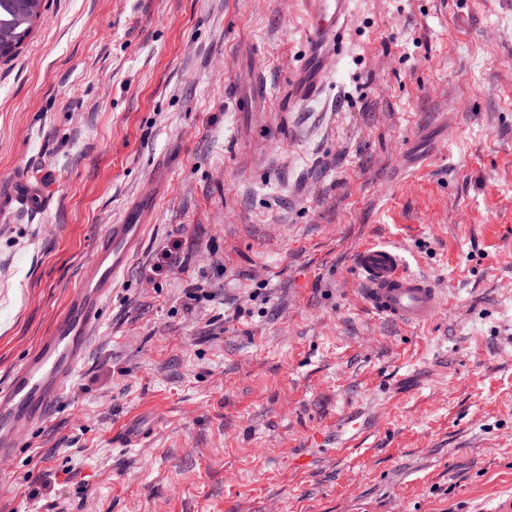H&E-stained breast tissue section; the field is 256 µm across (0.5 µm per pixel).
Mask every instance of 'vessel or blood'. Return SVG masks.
<instances>
[{"label":"vessel or blood","mask_w":512,"mask_h":512,"mask_svg":"<svg viewBox=\"0 0 512 512\" xmlns=\"http://www.w3.org/2000/svg\"><path fill=\"white\" fill-rule=\"evenodd\" d=\"M348 2L305 0L308 27L303 56L291 81L296 100H310L322 92L329 64L341 54ZM38 196L27 182H17L0 192V218L10 217ZM149 218L148 212L132 207L120 223L107 226L93 262L56 312L48 332L0 384V465L14 461L24 439L45 426L64 398L68 381L84 365L101 311L146 234ZM356 269L363 299L379 316L420 326L431 323L443 308L439 289L430 279L406 269L394 249L361 248Z\"/></svg>","instance_id":"obj_1"}]
</instances>
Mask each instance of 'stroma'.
I'll list each match as a JSON object with an SVG mask.
<instances>
[{
	"mask_svg": "<svg viewBox=\"0 0 512 512\" xmlns=\"http://www.w3.org/2000/svg\"><path fill=\"white\" fill-rule=\"evenodd\" d=\"M305 26L301 0H43L0 61V186L47 188L0 221V383L107 225L153 218L0 512L512 494V0H350L339 63L299 102ZM367 245L435 283L432 323L365 306ZM138 417L150 436L119 446Z\"/></svg>",
	"mask_w": 512,
	"mask_h": 512,
	"instance_id": "1",
	"label": "stroma"
}]
</instances>
